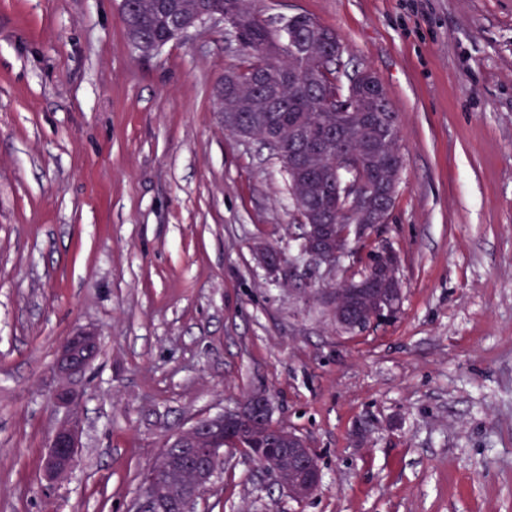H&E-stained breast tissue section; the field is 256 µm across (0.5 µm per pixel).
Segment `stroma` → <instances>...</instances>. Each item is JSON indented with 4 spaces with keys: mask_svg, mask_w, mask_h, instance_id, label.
I'll use <instances>...</instances> for the list:
<instances>
[{
    "mask_svg": "<svg viewBox=\"0 0 512 512\" xmlns=\"http://www.w3.org/2000/svg\"><path fill=\"white\" fill-rule=\"evenodd\" d=\"M119 3L0 0V512H128L171 433L255 392L321 486L293 500L229 452L197 512H512V0L258 4L335 30L400 116L369 240L401 255L402 307L357 336L257 261L297 257L299 214L216 109L236 43L209 24L141 55ZM79 328L101 352L49 489L53 362ZM79 437V419L69 413L50 437L48 450L42 458V476L48 485L58 483L72 474L80 448Z\"/></svg>",
    "mask_w": 512,
    "mask_h": 512,
    "instance_id": "1",
    "label": "stroma"
}]
</instances>
